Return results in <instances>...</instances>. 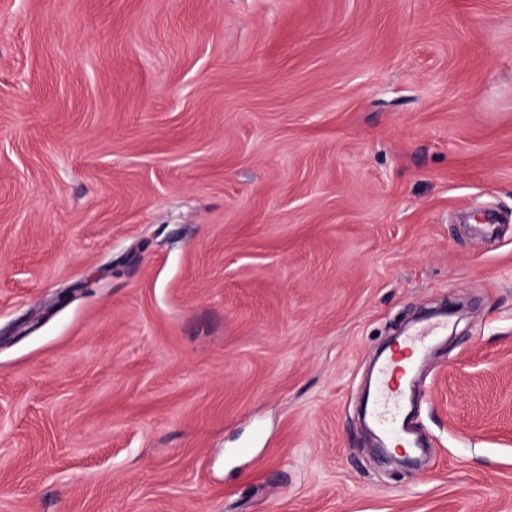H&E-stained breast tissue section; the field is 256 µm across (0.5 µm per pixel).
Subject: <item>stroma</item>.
Instances as JSON below:
<instances>
[{"label":"stroma","mask_w":512,"mask_h":512,"mask_svg":"<svg viewBox=\"0 0 512 512\" xmlns=\"http://www.w3.org/2000/svg\"><path fill=\"white\" fill-rule=\"evenodd\" d=\"M0 512H512V0H0ZM426 336L432 335L425 333L403 338L380 367L373 413L387 436L394 438V448H413L415 445L410 438L401 436V432H407L400 413L404 396L401 380L406 374L402 363L415 353L422 351Z\"/></svg>","instance_id":"1"}]
</instances>
